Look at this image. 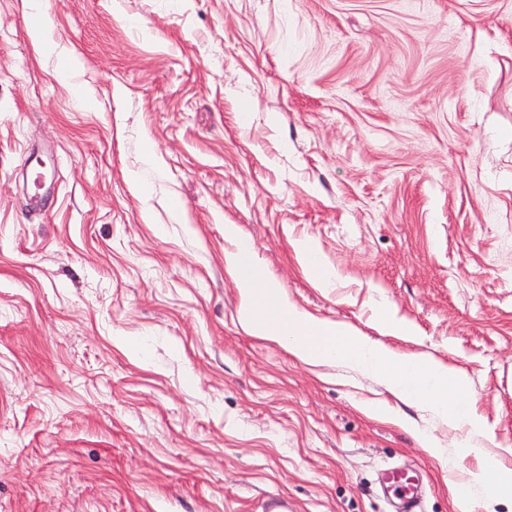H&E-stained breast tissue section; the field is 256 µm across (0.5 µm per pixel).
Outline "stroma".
<instances>
[{
	"mask_svg": "<svg viewBox=\"0 0 512 512\" xmlns=\"http://www.w3.org/2000/svg\"><path fill=\"white\" fill-rule=\"evenodd\" d=\"M42 14L39 55L0 0V512H395L398 466L461 512L425 409L244 331L228 224L299 309L464 373L512 469V0ZM296 257L302 269L309 274L315 275L320 281L322 280V273L320 272L317 263L313 261V256L316 249L307 241L299 240L293 244ZM380 321L384 330L389 335H406L411 329L403 317L398 316V311L392 307H382L379 311Z\"/></svg>",
	"mask_w": 512,
	"mask_h": 512,
	"instance_id": "1",
	"label": "stroma"
}]
</instances>
